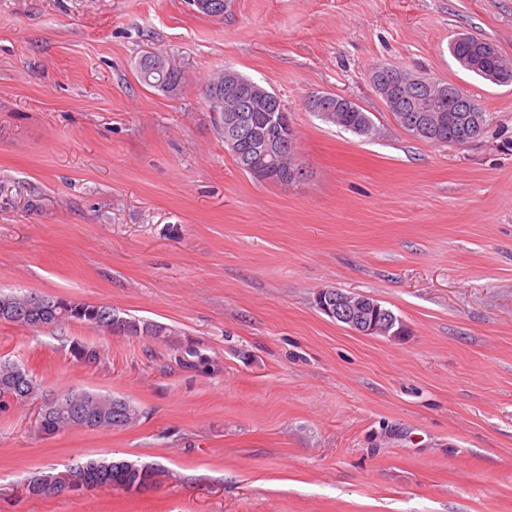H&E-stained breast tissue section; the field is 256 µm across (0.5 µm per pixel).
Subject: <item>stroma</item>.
I'll return each mask as SVG.
<instances>
[{
    "label": "stroma",
    "instance_id": "stroma-1",
    "mask_svg": "<svg viewBox=\"0 0 512 512\" xmlns=\"http://www.w3.org/2000/svg\"><path fill=\"white\" fill-rule=\"evenodd\" d=\"M512 60V0H0V292L109 305L172 336L0 322V360L46 395L143 410L111 433L44 436L37 403L0 410V512H512V84L463 70L457 35ZM152 52L185 81L140 83ZM466 90L493 122L463 148L396 125L369 73ZM233 68L283 100L304 175L239 169L210 112ZM353 100L383 136L316 119ZM391 309L361 336L318 289ZM97 347L81 364L74 344ZM157 463L149 493L33 497L36 472Z\"/></svg>",
    "mask_w": 512,
    "mask_h": 512
}]
</instances>
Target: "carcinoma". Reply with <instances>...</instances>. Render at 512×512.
<instances>
[{"label": "carcinoma", "instance_id": "carcinoma-1", "mask_svg": "<svg viewBox=\"0 0 512 512\" xmlns=\"http://www.w3.org/2000/svg\"><path fill=\"white\" fill-rule=\"evenodd\" d=\"M449 52L459 65L466 71L484 79L490 80L495 74L512 73V66L506 63L504 56L497 46L487 40L477 37H463L449 44ZM138 76L142 83L160 90L169 92V87H177L184 83L182 70L168 63V60L148 55L137 63ZM372 72L383 78V85L393 89L391 97L383 98L386 108L392 113L397 125L408 134L412 121L417 119L421 110L415 103L408 102L398 95L404 82L414 77V74L399 67L378 65ZM242 83L249 86L251 122L258 128L267 124L270 111L268 102V89L260 83L251 80L236 70L216 75L205 86V99L210 111L214 112L219 122H224V110L237 106V100L229 90L230 85ZM434 100L441 102L442 126L420 136V140L437 145H446L448 141H458L464 137L466 126L464 121H479L480 131H485L493 120V113L484 109L476 99H471L473 111L450 112L448 107V83L433 81ZM314 115L321 121L338 126L358 136L371 138L376 135L377 127L374 120L361 107L350 111L339 112L335 109L316 111ZM236 165L245 169V160L252 156V145L247 139L238 146L228 148ZM299 168L296 152L286 151L280 160L273 165H257L249 175L256 181H270L281 185L288 184L286 176L294 169ZM32 294L0 293V309L9 307L13 310L27 311V315L17 317L12 323L33 328L51 326L58 328L70 323H83L103 333H123L134 336H148L153 339L166 338L172 334L167 325L141 320L137 318L121 317L108 306L79 302L71 299L46 296L43 304L31 305L29 300ZM23 387L26 394L19 399V403H28L43 399L40 383L30 374H25ZM118 397L110 393L90 392L83 389L66 391L58 398L51 411H46L44 403H39L35 420L36 429L44 436H52L68 429L83 427V422L72 414V406L78 405L85 415L93 420L91 428L96 431L110 432L124 430L136 425L141 419L142 412L132 400H125L123 413L114 410V402ZM167 476V471L159 466L136 464L127 460L90 459L84 463L67 467L57 472H48L33 477V480L43 479L47 486L63 487L76 481L83 483L85 489L91 490L101 487H113L126 492H136L145 485H159Z\"/></svg>", "mask_w": 512, "mask_h": 512}]
</instances>
